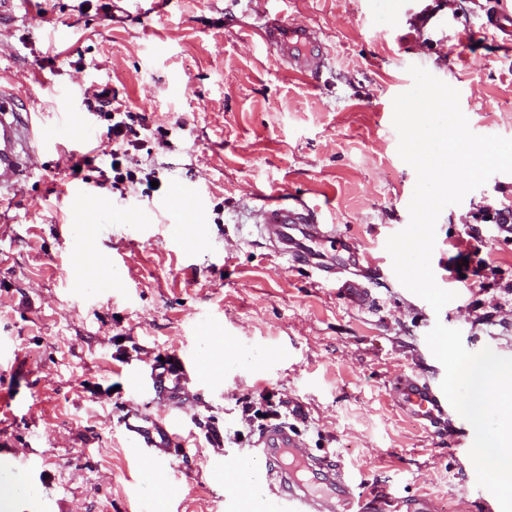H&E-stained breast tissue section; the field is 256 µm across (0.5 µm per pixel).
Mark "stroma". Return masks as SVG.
Instances as JSON below:
<instances>
[{
  "label": "stroma",
  "mask_w": 512,
  "mask_h": 512,
  "mask_svg": "<svg viewBox=\"0 0 512 512\" xmlns=\"http://www.w3.org/2000/svg\"><path fill=\"white\" fill-rule=\"evenodd\" d=\"M101 2L44 0L46 17L30 5L1 25L10 50L0 78L29 86L45 109L53 90L109 85L130 138L145 142L139 159L155 161L156 185L115 189L95 165L76 178L59 156L34 157V178L0 223V345L11 351L0 359V454L38 456L35 479L64 512H224L233 489L212 484L206 463L253 452L258 433L240 401L269 391L302 402L311 452L358 483L484 512L470 488L471 424L424 429L390 391L404 375L442 381L425 340L438 322L460 330L470 352L512 357V241L474 225L486 265L441 312L399 282L386 242L409 223L416 173L397 151L393 100L418 65L458 90L470 127L512 138V39L483 28L512 0H162L115 21ZM279 14L333 50L319 80L253 36ZM81 181L92 189L77 200ZM197 183L204 210L183 205L186 230L171 240L164 206ZM274 192L319 206L324 223L380 260L375 309L351 306L315 269L275 252L253 218ZM489 205L512 206V174L441 212L439 286L453 288L464 223ZM199 326L215 350L200 361L223 375L224 393L194 388L181 417L189 446L168 479L137 460L120 419L131 409L163 416L138 375L192 352ZM241 349L258 364L237 365ZM215 426L240 431V442L213 440Z\"/></svg>",
  "instance_id": "35a3bbf8"
}]
</instances>
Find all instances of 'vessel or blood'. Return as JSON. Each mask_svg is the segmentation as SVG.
Returning <instances> with one entry per match:
<instances>
[{
    "label": "vessel or blood",
    "mask_w": 512,
    "mask_h": 512,
    "mask_svg": "<svg viewBox=\"0 0 512 512\" xmlns=\"http://www.w3.org/2000/svg\"><path fill=\"white\" fill-rule=\"evenodd\" d=\"M261 41L277 50L289 67L306 76H320L329 64V52L316 33L281 20L267 21L259 29ZM91 115L65 112L45 121L43 110L30 102L16 101L0 86V198L15 192L30 179L31 157L36 153L80 154L93 147ZM318 207L297 201L287 205L282 195L267 196L256 217L280 256L292 262L315 265L325 275L349 267H375L368 252L359 251L327 225L318 221ZM330 245L324 254L322 245ZM352 305L369 309L374 299L363 281L343 279L337 288ZM150 380L155 392L164 395L172 415L162 421L130 412L121 423L137 455L154 465L170 463L179 437L175 410L187 407L189 383H206L213 389L222 386L221 377L198 363L194 356L175 357L170 362L154 364ZM397 404L413 418L439 427L456 411L445 397L439 383L401 378L392 389ZM252 455L210 460L208 472L219 483L231 484L235 496L226 498L224 512H238L246 504L249 512H437L430 498L395 497L389 494L368 497L353 478L345 476L339 464L326 457L313 456L300 432L286 425L264 429ZM30 457L0 456V495L13 496L18 483L27 481L35 471Z\"/></svg>",
    "instance_id": "obj_1"
}]
</instances>
